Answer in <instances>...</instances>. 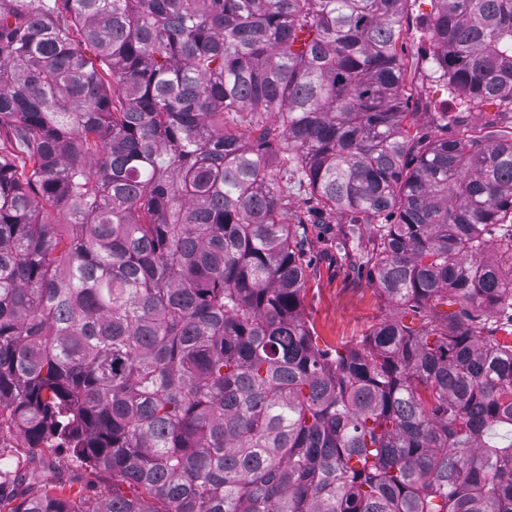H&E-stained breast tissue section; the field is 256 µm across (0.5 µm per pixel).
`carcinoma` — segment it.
Masks as SVG:
<instances>
[{"label":"carcinoma","instance_id":"cac0c4a2","mask_svg":"<svg viewBox=\"0 0 512 512\" xmlns=\"http://www.w3.org/2000/svg\"><path fill=\"white\" fill-rule=\"evenodd\" d=\"M403 3L0 0V421L111 480L10 512H512V135L412 131ZM424 27L512 112V0ZM279 145L425 330L318 346ZM512 323L507 322L505 319H501L499 315L494 318H489L487 321L481 322L476 325V333L478 336H499L503 342L510 343L512 332Z\"/></svg>","mask_w":512,"mask_h":512}]
</instances>
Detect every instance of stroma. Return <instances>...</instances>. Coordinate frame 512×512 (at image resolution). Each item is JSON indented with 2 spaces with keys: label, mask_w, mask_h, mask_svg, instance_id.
Instances as JSON below:
<instances>
[{
  "label": "stroma",
  "mask_w": 512,
  "mask_h": 512,
  "mask_svg": "<svg viewBox=\"0 0 512 512\" xmlns=\"http://www.w3.org/2000/svg\"><path fill=\"white\" fill-rule=\"evenodd\" d=\"M434 0H405L397 53L402 66V95L407 111L413 112L423 132L440 137L456 118L496 129L512 128V114L496 103L465 110L459 98L435 78L430 63V44L422 21L432 14ZM277 192L288 209V221L298 227L305 248L303 311L320 348L345 351L359 343L382 320L397 316V306L387 303L369 281L367 265L347 253L350 246L349 218L320 209L315 195L300 186L278 158H270ZM0 461L22 475L14 494L34 492L43 485L63 486L66 494L106 493L103 475L83 467L63 448L25 447L17 430L0 427Z\"/></svg>",
  "instance_id": "obj_1"
}]
</instances>
